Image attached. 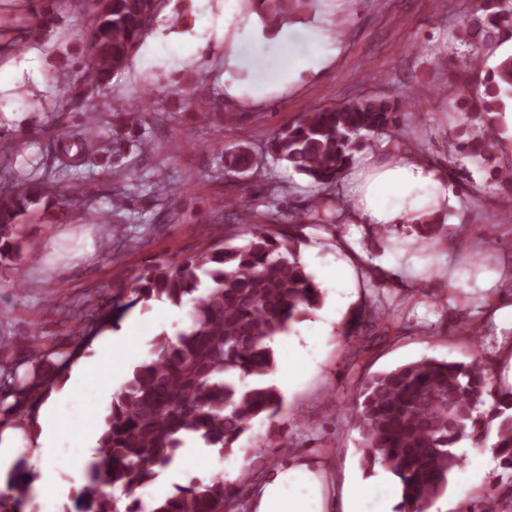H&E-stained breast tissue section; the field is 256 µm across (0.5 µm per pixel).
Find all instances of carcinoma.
Segmentation results:
<instances>
[{"label": "carcinoma", "mask_w": 512, "mask_h": 512, "mask_svg": "<svg viewBox=\"0 0 512 512\" xmlns=\"http://www.w3.org/2000/svg\"><path fill=\"white\" fill-rule=\"evenodd\" d=\"M160 0H79L92 18L78 59L82 80L70 88V98L84 119L62 133L50 146L58 174L87 170V182L63 195L46 182H33L15 168L10 149L0 153V258L20 255L23 242L18 217L39 201L68 208L89 196L115 201L131 195L129 184L100 183L94 168L105 150L96 129L112 125V150L117 163L127 132L139 116L97 109L95 100L107 93L111 79L128 69L133 54L158 11ZM265 14L298 13L313 0H254ZM57 0H27L29 20L8 50L20 51L39 41L52 25L64 21ZM464 39L487 48L503 36L512 38V0H476ZM465 91L463 122L448 137V157L470 160L488 170L489 180L512 186V162L498 153L501 116L512 101V55L493 68L481 52L457 67ZM432 89L406 90L395 97L354 98L338 106L307 112L275 131L266 154L292 166L316 190L314 205L294 215L293 223H252L251 209L235 203L239 219L248 225L241 244L218 239L204 250L166 263L144 267L129 284L112 293L116 301L129 293L132 304L148 306L167 298L175 305L190 299L189 320L175 337L153 343L149 361L136 367L123 389L112 398L98 445L100 460L89 470L77 493L74 512H232L245 487L222 475L194 480L172 494L145 504L140 491L176 459L184 438L196 437L229 455L240 450V439L253 420L276 422L283 408L279 389L268 381L275 356L268 341L289 330L309 310L320 307L323 293L300 259L304 224L332 226L343 220L333 191L361 147L391 133L396 143L404 110ZM224 174L238 178L255 170L259 160L248 149L219 148ZM442 224H415L422 243L437 239ZM82 335L68 350L39 347L15 363L0 361V428L6 424L36 428L38 405L66 382L65 370L85 351L89 341L110 323V313L96 308ZM393 324L395 315L377 305L353 314L348 333L363 320ZM59 357L53 361L51 356ZM17 396L15 402L5 400ZM353 423L361 437V462L370 472L383 466L398 482L401 512H427L448 488L459 466L458 442L465 436L492 439L494 453L512 468V389L495 391L487 367L477 358L469 363L424 358L369 376L360 386ZM27 460L0 490V512H39L28 497Z\"/></svg>", "instance_id": "1"}]
</instances>
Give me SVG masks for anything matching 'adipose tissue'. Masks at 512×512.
Wrapping results in <instances>:
<instances>
[{"mask_svg": "<svg viewBox=\"0 0 512 512\" xmlns=\"http://www.w3.org/2000/svg\"><path fill=\"white\" fill-rule=\"evenodd\" d=\"M194 28L159 37L147 51L144 67L191 62L203 46L202 36L216 29L224 40V98L229 102L260 105L274 94L288 91L305 77L327 71L340 52L329 33L327 19L311 22L284 19L272 26L254 11L249 0H199ZM351 205L344 212L347 223L368 231L379 228L405 229L444 213L452 186L437 165L405 150L367 155L351 175ZM138 363L129 346L128 335L112 334L98 352L87 372L77 375L75 384L92 380L118 383L124 368ZM98 399L85 392L78 416L63 419L66 405L52 395L37 420L38 434L31 440L33 456L42 461L40 485L52 482L45 465L52 455L62 427L78 429L79 446L85 461L100 458L98 440ZM249 512H324L322 484L316 466L302 457H291L271 469L251 487Z\"/></svg>", "mask_w": 512, "mask_h": 512, "instance_id": "ef3b65f1", "label": "adipose tissue"}]
</instances>
